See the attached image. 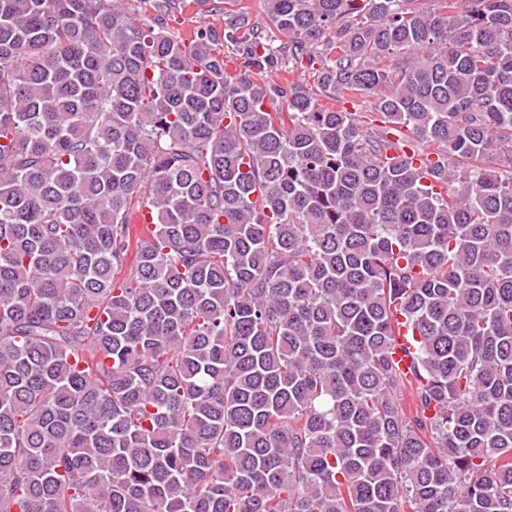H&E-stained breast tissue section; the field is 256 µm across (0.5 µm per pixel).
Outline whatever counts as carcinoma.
<instances>
[{
    "label": "carcinoma",
    "instance_id": "obj_1",
    "mask_svg": "<svg viewBox=\"0 0 512 512\" xmlns=\"http://www.w3.org/2000/svg\"><path fill=\"white\" fill-rule=\"evenodd\" d=\"M263 6L0 0V512H512V0ZM195 0H176L169 15L165 16L164 27L175 36L189 38L194 29L205 21L214 26L219 32L224 29L225 22L229 21L238 11L248 8L251 11L253 21L262 27L266 37L274 44H279L284 37L267 24L264 14L259 9L261 0H212L207 9L213 10L210 13H200ZM226 1V2H225ZM226 4H225V3Z\"/></svg>",
    "mask_w": 512,
    "mask_h": 512
}]
</instances>
